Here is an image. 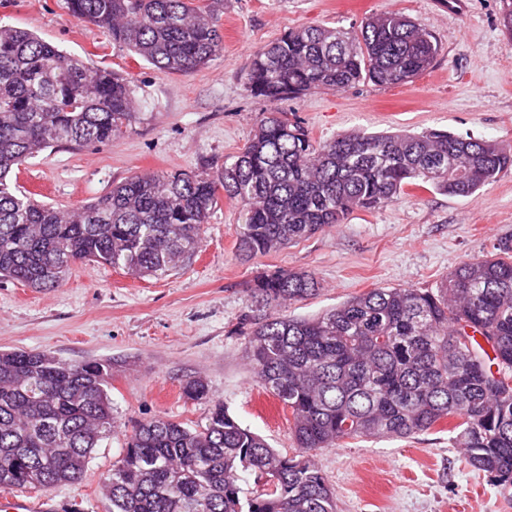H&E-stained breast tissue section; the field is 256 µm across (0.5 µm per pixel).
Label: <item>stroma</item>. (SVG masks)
Listing matches in <instances>:
<instances>
[{"label":"stroma","mask_w":512,"mask_h":512,"mask_svg":"<svg viewBox=\"0 0 512 512\" xmlns=\"http://www.w3.org/2000/svg\"><path fill=\"white\" fill-rule=\"evenodd\" d=\"M505 0H224L223 53L190 74L156 69L65 0H0V24L26 29L67 54L127 80L137 118L108 144L60 146L23 169L36 200L71 209L132 174L201 171L231 160L271 110L296 115L319 143L355 130L420 133L443 129L512 147V42L500 25ZM387 11L406 15L439 52L412 82L361 81L275 103L245 84L252 57L288 31L311 24L349 27ZM239 202L221 198L198 256L162 279L135 280L108 265H76L57 288L0 280V350H43L78 364L112 362V409L120 434L96 448L82 481L43 492L79 512H110L104 480L135 422L163 417L203 422L206 404L187 400L188 378L203 377L244 427L292 455L291 412L254 381L239 326L256 306L253 279L305 271L318 293L284 309L313 318L378 287L437 288L459 263L492 255L512 237V168L471 196L408 188L393 203L353 212L282 250L250 260L236 252ZM447 423L409 439L355 438L318 452L337 512H512L501 489L469 466Z\"/></svg>","instance_id":"1"}]
</instances>
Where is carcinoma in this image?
I'll list each match as a JSON object with an SVG mask.
<instances>
[{
	"label": "carcinoma",
	"instance_id": "1",
	"mask_svg": "<svg viewBox=\"0 0 512 512\" xmlns=\"http://www.w3.org/2000/svg\"><path fill=\"white\" fill-rule=\"evenodd\" d=\"M223 0H67L81 22L167 73L194 72L223 51ZM433 35L396 12L351 29L309 25L257 51L251 94L274 103L360 80L411 82L434 61ZM136 118L129 84L31 31L0 25V277L56 288L77 263L135 278L183 268L202 247L221 195L245 208L237 253L276 252L398 200L408 186L470 196L512 167V148L444 130L354 131L315 144L298 120L271 112L230 163L201 172L133 175L66 212L11 184L48 148L107 144ZM461 263L436 289L372 288L317 317L282 313L317 294L305 272L254 280L258 314L243 319L258 385L292 415L298 452L271 448L210 395L189 427L166 418L133 426L104 489L112 512H337L314 456L346 438H409L444 420L471 467L512 487V239ZM112 360L64 363L47 351L0 352V488L47 491L82 479L94 448L118 432ZM251 471L253 491L241 488Z\"/></svg>",
	"mask_w": 512,
	"mask_h": 512
}]
</instances>
